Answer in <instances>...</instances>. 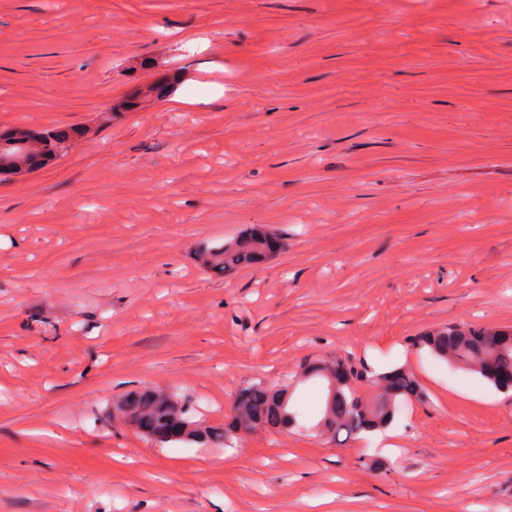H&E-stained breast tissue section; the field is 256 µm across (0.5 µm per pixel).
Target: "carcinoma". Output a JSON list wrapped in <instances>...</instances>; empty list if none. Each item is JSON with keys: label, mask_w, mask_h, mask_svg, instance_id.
<instances>
[{"label": "carcinoma", "mask_w": 512, "mask_h": 512, "mask_svg": "<svg viewBox=\"0 0 512 512\" xmlns=\"http://www.w3.org/2000/svg\"><path fill=\"white\" fill-rule=\"evenodd\" d=\"M179 82V74L150 84L129 97L112 104L113 112H134L143 102L159 99ZM10 143L0 159V175H23L62 156L66 140L53 130H33L16 126L0 134ZM269 233H254L201 254L202 264L217 274L237 266L260 263L269 258L265 251ZM418 344L438 358L465 369L498 390L512 391V331L469 324H454L421 336ZM314 381L324 391L320 418L305 420L292 402L289 386L272 387L252 382L237 397L229 424L201 426L193 420L190 397L158 392L149 388L133 390L119 399L115 408L126 417L142 418L154 431L153 442L233 446L236 435L231 428L245 424L250 429H303L334 438L356 439L383 430L394 421L401 402L421 395L419 384L404 367L383 372L368 370L350 357L330 360L310 359L292 376L296 384ZM362 385L376 388L367 398L359 392Z\"/></svg>", "instance_id": "obj_1"}]
</instances>
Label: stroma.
<instances>
[{"label":"stroma","instance_id":"obj_1","mask_svg":"<svg viewBox=\"0 0 512 512\" xmlns=\"http://www.w3.org/2000/svg\"><path fill=\"white\" fill-rule=\"evenodd\" d=\"M15 125L95 134L0 180V512H512V393L415 345L512 327V0H0ZM257 227L285 250L200 266ZM347 355L424 391L394 448L112 412L147 386L221 424ZM179 79V74L174 73L164 82L147 85L131 96L114 102L109 112H134L143 102L152 98L159 99L168 94L178 84Z\"/></svg>","mask_w":512,"mask_h":512}]
</instances>
